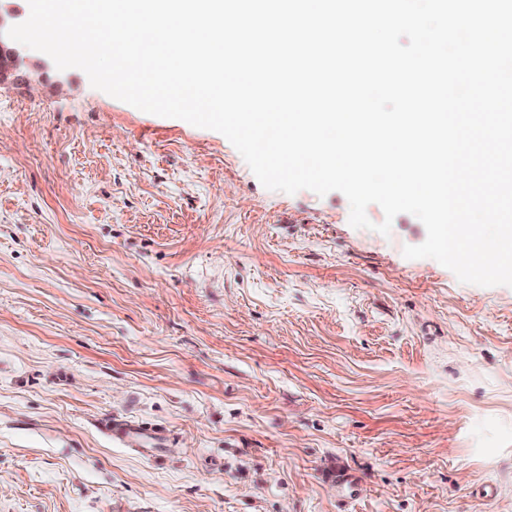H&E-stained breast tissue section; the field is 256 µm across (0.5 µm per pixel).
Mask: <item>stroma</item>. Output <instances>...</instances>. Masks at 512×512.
Returning a JSON list of instances; mask_svg holds the SVG:
<instances>
[{
    "label": "stroma",
    "mask_w": 512,
    "mask_h": 512,
    "mask_svg": "<svg viewBox=\"0 0 512 512\" xmlns=\"http://www.w3.org/2000/svg\"><path fill=\"white\" fill-rule=\"evenodd\" d=\"M47 81L0 87V512H512V287ZM107 432L128 447H142V438L151 435L153 440L160 441L164 437L160 431L135 424L121 417H113L105 424Z\"/></svg>",
    "instance_id": "35a3bbf8"
}]
</instances>
